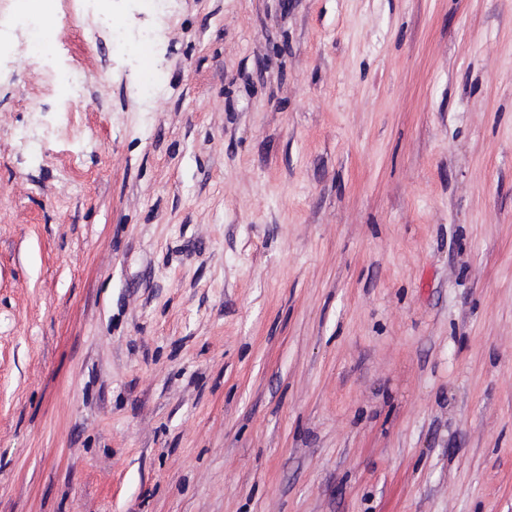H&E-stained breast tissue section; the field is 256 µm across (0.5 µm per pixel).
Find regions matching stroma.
<instances>
[{
    "instance_id": "1",
    "label": "stroma",
    "mask_w": 512,
    "mask_h": 512,
    "mask_svg": "<svg viewBox=\"0 0 512 512\" xmlns=\"http://www.w3.org/2000/svg\"><path fill=\"white\" fill-rule=\"evenodd\" d=\"M107 7L0 54V512H512V0ZM83 9L77 15V20L88 37L106 33L111 41L112 49L118 51L127 50L132 44H137L140 49H148L153 44L159 30H142L136 33L128 32L122 25L114 21L112 12L106 9L94 8L89 5V0H80ZM40 62L49 73L52 83L62 90L64 96L70 99L85 97L87 91L86 78L77 72L74 73L55 68L49 63L48 58L41 59Z\"/></svg>"
}]
</instances>
